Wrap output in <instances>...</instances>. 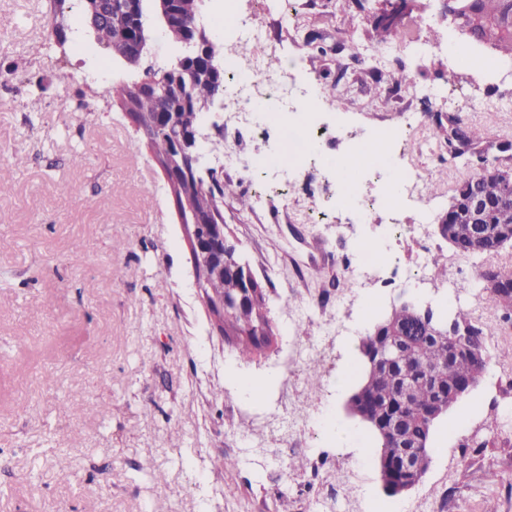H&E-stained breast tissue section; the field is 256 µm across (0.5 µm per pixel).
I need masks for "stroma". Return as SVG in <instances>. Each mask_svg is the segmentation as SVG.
I'll return each mask as SVG.
<instances>
[{"instance_id":"1","label":"stroma","mask_w":512,"mask_h":512,"mask_svg":"<svg viewBox=\"0 0 512 512\" xmlns=\"http://www.w3.org/2000/svg\"><path fill=\"white\" fill-rule=\"evenodd\" d=\"M239 8L269 31L277 47L269 66L289 63L297 80L330 87L332 100L317 115L330 156L371 143L406 110L431 129L455 115L490 149L483 158L456 157L402 142L439 200L426 254L410 236H391L393 223H418L417 210L390 216L373 183L368 222L326 195L317 203L322 223H310L305 185L336 186L335 169L320 161L294 173L287 205L245 210L225 199L224 222L268 291L277 333L269 353L243 361L217 336L195 286L163 173L131 120L111 107L109 89L132 68L108 58L86 26L61 64L50 0H0V180L8 184L0 194V512H342L305 492L302 471L282 480L269 459L222 466L240 436L282 446L261 419L285 407L286 361L335 319V311L307 307L333 286L376 298L370 316L356 305L346 311L347 321L366 328L407 300L466 307L495 335L478 386L435 423L430 467L402 496L383 492L374 442L347 412L359 380L357 348L336 344L319 361L322 382L310 390L304 436L313 453L359 470L356 512H417L432 496L449 512H512V307L486 306L474 264L456 272L455 290L433 266L434 257L454 254L438 226L456 184L485 164L512 170V148H503L512 145V87L449 61L444 50L420 58L404 49L375 77L360 51L376 43L384 0L347 8L308 0L292 26L283 10L256 0H239ZM396 23L408 41L461 38L441 0H406ZM298 32L321 34L323 51L298 44ZM13 66L34 71L41 86L11 79ZM403 72L419 85L447 82L449 108L408 98L395 84ZM89 86L94 95L77 109L76 92ZM14 153L24 165L9 163ZM77 153L85 157L78 167ZM370 243L400 265L424 264L421 292L367 290L346 278L333 253L357 255ZM243 380L262 385L263 399L243 395ZM96 401L109 404L107 417L89 412ZM63 452L67 474L57 468ZM158 469L167 474L159 490L150 480Z\"/></svg>"}]
</instances>
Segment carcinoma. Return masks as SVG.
<instances>
[{"label": "carcinoma", "instance_id": "1", "mask_svg": "<svg viewBox=\"0 0 512 512\" xmlns=\"http://www.w3.org/2000/svg\"><path fill=\"white\" fill-rule=\"evenodd\" d=\"M160 0H83L84 17L96 33L97 41L110 56L138 64L147 54L144 13L147 2ZM203 0H171L163 13L162 31L176 46L175 60L167 67L147 65L136 80H120L112 84L108 94L112 106L122 109L132 105V111L144 114L174 112L176 120L146 138L147 147L155 160L169 155L180 130L200 128L205 118L224 102V66L220 47L207 41L204 53L192 46L195 30L202 27ZM455 19L466 20L462 31L474 42L489 43L512 54V0H456ZM459 140L474 152H479L481 136L469 127H462L453 115H448V136L445 143ZM469 192L485 200L481 223L486 238L483 245L474 239L471 222L464 210H456L460 196L454 195L444 224L442 237L458 251L467 254L497 253L512 247V172L484 168L467 178ZM177 202L186 220L191 214H213L224 221V198L235 197L246 207L249 200L231 182L201 183L176 193ZM477 282L482 284L488 301L498 302L495 283L512 284V267L494 266L481 270ZM204 296L211 300L222 296L241 303L229 310L224 319V341L231 344L237 356L250 360L267 353L275 341L273 326L268 319L266 293L250 296L242 274L233 267L224 268V279H208L201 283ZM385 327L378 342L392 341L396 359L368 371L367 355L374 349L373 333L363 336L359 343L362 364L361 380L348 399L349 413L361 419L372 431L377 443V461L384 492L391 487L425 476L428 470L430 438L434 422L428 417L430 404L439 394H449L452 388L466 381L474 369L470 358L461 353L448 356V341L436 335L449 330L451 324L471 329L465 342L485 346L490 328L473 324L469 311L460 306L452 319L436 315L413 303H402L392 315L383 320ZM410 383L413 394L410 402L398 398L400 387ZM395 417L401 429L417 446L412 472L405 474L391 467V442L381 434Z\"/></svg>", "mask_w": 512, "mask_h": 512}]
</instances>
